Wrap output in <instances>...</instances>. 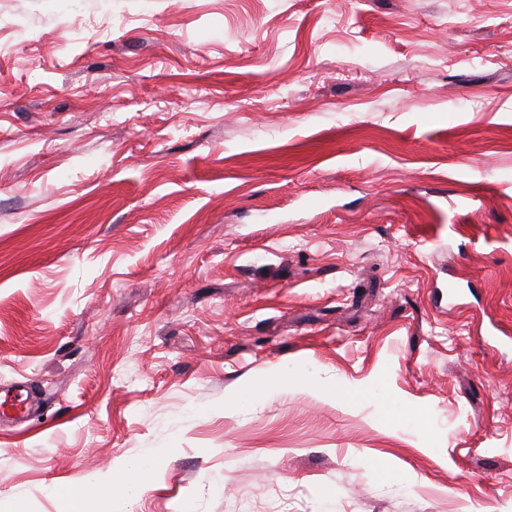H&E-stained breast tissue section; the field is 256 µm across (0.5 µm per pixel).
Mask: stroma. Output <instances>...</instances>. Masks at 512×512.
I'll list each match as a JSON object with an SVG mask.
<instances>
[{
    "instance_id": "obj_1",
    "label": "stroma",
    "mask_w": 512,
    "mask_h": 512,
    "mask_svg": "<svg viewBox=\"0 0 512 512\" xmlns=\"http://www.w3.org/2000/svg\"><path fill=\"white\" fill-rule=\"evenodd\" d=\"M26 381L0 512H512V0H0ZM152 466L134 464L130 469L124 468L119 476H112V497L118 498L132 488L141 487L150 478Z\"/></svg>"
}]
</instances>
